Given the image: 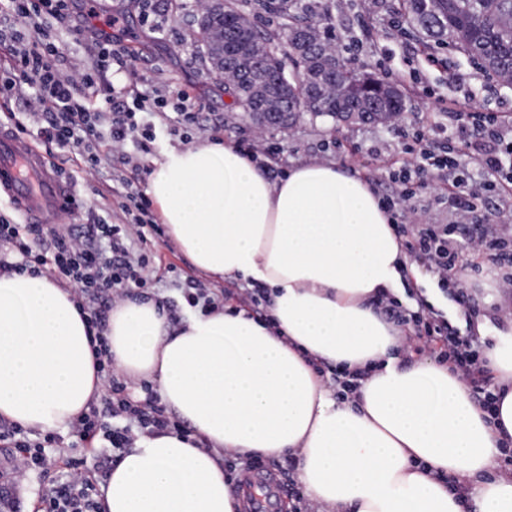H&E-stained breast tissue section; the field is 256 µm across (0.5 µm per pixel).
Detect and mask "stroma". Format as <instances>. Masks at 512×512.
Masks as SVG:
<instances>
[{"label":"stroma","instance_id":"35a3bbf8","mask_svg":"<svg viewBox=\"0 0 512 512\" xmlns=\"http://www.w3.org/2000/svg\"><path fill=\"white\" fill-rule=\"evenodd\" d=\"M181 2L183 7L177 10L172 0H154L159 12L174 17L171 27L157 33L142 19L134 0H99L101 17H109L115 12L127 16L126 40L136 61L132 70L121 75V84L149 83L162 90L187 91L200 107L201 123L209 127L223 124V137L227 140L260 138L264 145L280 150L282 169H291L311 159L333 162L348 172L369 178L379 196L393 195L396 186L389 180L386 167L397 159L400 146L408 135L438 121L439 115L433 110L434 97L455 98V88L448 83L452 74L475 92L487 111L512 113V89L491 87L479 66L454 45L427 42L411 29L405 37L390 38L382 22L372 18L371 0H324L323 6L336 30L364 46L362 53L347 56L346 61L351 67L364 68L379 76L387 71H417V80L407 79L400 83L406 97L404 115L389 126L353 124L335 127L329 122L306 117L283 131L258 132L244 113L231 107L223 82L209 75L204 58L189 38L196 27L199 0ZM426 47L446 58L447 68L427 66L420 58L421 49ZM183 145L180 137L166 132L164 124H157L151 154L130 164L115 162L113 173L126 178L133 187L146 188L157 162L168 151ZM37 147L50 165L61 168L63 176L75 184L80 203L76 223H117L113 199L105 195L101 179L82 173L74 158L56 145L41 141ZM146 258L153 265L161 262L175 265V272L164 274L149 295L172 305L177 315L183 308L179 277H193L215 291L241 285L238 279L197 270L165 233L154 237L152 246L146 249ZM478 289L482 294L479 319L486 324L484 340L492 344L512 342V321L502 317L504 311L512 310V289L500 288L487 279L479 280Z\"/></svg>","mask_w":512,"mask_h":512}]
</instances>
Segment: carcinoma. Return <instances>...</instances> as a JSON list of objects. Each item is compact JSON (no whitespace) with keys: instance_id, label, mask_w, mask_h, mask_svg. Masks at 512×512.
Wrapping results in <instances>:
<instances>
[{"instance_id":"1","label":"carcinoma","mask_w":512,"mask_h":512,"mask_svg":"<svg viewBox=\"0 0 512 512\" xmlns=\"http://www.w3.org/2000/svg\"><path fill=\"white\" fill-rule=\"evenodd\" d=\"M267 13L283 20L282 29H295L305 23L321 22L319 0H262ZM401 13L404 26L423 32L433 41H449L468 56L479 61L485 72L499 79L504 85L512 83V0H404ZM224 48L233 55L243 41L268 44L277 47L266 53L257 62L259 70L271 79L280 77L282 71L291 68L297 77L305 74L317 76L326 62L336 64L340 73L336 89L329 90L319 81L311 84L305 101L293 118L308 115L312 119H325L339 123L346 112L364 114L359 123L387 125L392 118L403 112L405 99L393 85L377 79L370 73H356L348 68L337 53L323 57L321 51L332 47L321 32L314 31L312 38L318 42L319 50L294 53L279 44L277 38L255 21L244 29L239 22L246 13L235 0H223ZM232 96L233 105L244 113L258 107L259 99L244 84L224 85Z\"/></svg>"}]
</instances>
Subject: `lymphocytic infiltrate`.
<instances>
[{"label":"lymphocytic infiltrate","instance_id":"lymphocytic-infiltrate-1","mask_svg":"<svg viewBox=\"0 0 512 512\" xmlns=\"http://www.w3.org/2000/svg\"><path fill=\"white\" fill-rule=\"evenodd\" d=\"M0 9V46L9 56L0 77V97L25 101L37 134L64 152L79 157L83 171L103 176L114 157L147 154L156 138L153 118L167 108L178 124L198 120L186 93L160 92L142 85L102 92L112 70L128 69L132 52L123 37L124 15L113 16L107 29L93 23L92 0H9ZM74 35L85 52L81 66L67 64L57 29ZM441 129L415 131L403 146L404 157L389 177L397 186L386 207L395 219L394 233L407 262L422 266L459 303H467L471 274L490 256L502 287H512V234L495 232L512 223V120L486 111L471 95L442 106ZM433 186L460 223L426 221L417 206L420 188ZM125 224H91L78 232L72 224H0V275L29 274L63 279L72 286L92 333V352L103 381L101 406L89 408L71 423L67 434L54 431L30 437L18 423L0 419V449L15 478L47 473L51 455L65 436H72L70 457L61 479L42 497V512H102L101 488L121 458L142 435L172 432L189 437L153 388L134 398L108 356L104 332L115 303L154 287L157 273L143 253L146 228L153 225L152 203L127 180L109 185ZM416 310L403 307L387 289L377 305L389 320L410 328L401 354L435 356L468 388L489 417H496L499 398L491 383L488 359L475 335H461L447 315L421 289L407 285ZM97 446L93 459L83 447Z\"/></svg>","mask_w":512,"mask_h":512}]
</instances>
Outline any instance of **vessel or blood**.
<instances>
[{
    "mask_svg": "<svg viewBox=\"0 0 512 512\" xmlns=\"http://www.w3.org/2000/svg\"><path fill=\"white\" fill-rule=\"evenodd\" d=\"M0 195L24 223L61 224L74 205L76 188L29 140L0 125ZM248 487L249 512H277L281 481L276 472L253 471Z\"/></svg>",
    "mask_w": 512,
    "mask_h": 512,
    "instance_id": "b4317fda",
    "label": "vessel or blood"
}]
</instances>
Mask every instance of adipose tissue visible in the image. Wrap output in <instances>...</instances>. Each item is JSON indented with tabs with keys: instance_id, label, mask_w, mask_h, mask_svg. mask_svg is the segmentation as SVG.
<instances>
[{
	"instance_id": "adipose-tissue-1",
	"label": "adipose tissue",
	"mask_w": 512,
	"mask_h": 512,
	"mask_svg": "<svg viewBox=\"0 0 512 512\" xmlns=\"http://www.w3.org/2000/svg\"><path fill=\"white\" fill-rule=\"evenodd\" d=\"M147 192L196 269L269 289L270 319L220 309L175 326L151 300L113 308L115 366L154 381L191 437L138 439L102 488L103 512H240L228 452L294 456L327 512H512V474L494 471L512 441V345L487 350L494 421L448 368L391 357L405 333L373 300L405 257L368 179L312 160L273 181L233 142L206 140L167 154ZM317 359L371 372L341 403ZM101 385L71 293L0 277V417L65 430Z\"/></svg>"
}]
</instances>
